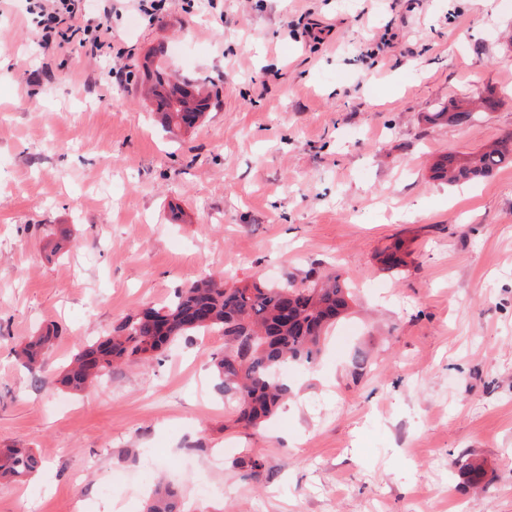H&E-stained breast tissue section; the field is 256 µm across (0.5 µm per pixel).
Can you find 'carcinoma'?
I'll return each mask as SVG.
<instances>
[{"instance_id": "1", "label": "carcinoma", "mask_w": 512, "mask_h": 512, "mask_svg": "<svg viewBox=\"0 0 512 512\" xmlns=\"http://www.w3.org/2000/svg\"><path fill=\"white\" fill-rule=\"evenodd\" d=\"M151 94L160 122L169 132L193 128L211 105L204 88L188 80L166 79L160 72ZM478 117L467 102L455 100L445 111L427 113L424 120L463 125ZM509 164L511 134L481 150L443 154L434 160L430 171L432 178L453 186L483 178ZM382 263L392 270L403 266L401 245L387 248ZM352 303V288L335 269L300 283L278 285L254 281L230 286L223 276L209 274L187 288L176 289L166 303L126 315L105 339L81 345L70 368L55 383L83 391L118 363L148 361L182 338L217 331L224 336V350L211 358L217 388L234 413L235 423L258 429L290 395L288 383L277 376V369L289 362L315 364L329 329ZM59 338V328L48 324L22 343L19 356L31 372L42 368ZM38 465L28 448H0L1 479L22 481ZM146 512H183L178 491L170 485L160 487Z\"/></svg>"}]
</instances>
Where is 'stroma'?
Masks as SVG:
<instances>
[{
	"label": "stroma",
	"instance_id": "1",
	"mask_svg": "<svg viewBox=\"0 0 512 512\" xmlns=\"http://www.w3.org/2000/svg\"><path fill=\"white\" fill-rule=\"evenodd\" d=\"M511 34L512 0H167L159 21L113 18L104 59L40 47L24 0H0V448L42 461L0 480V512H142L161 483L187 512H512V165L430 177L512 133ZM149 53L212 96L179 136L143 96ZM463 95L498 107L425 122ZM331 266L355 302L314 366L283 367L261 430L215 387L217 332L79 393L56 382L79 344L204 275ZM48 322L36 376L17 353Z\"/></svg>",
	"mask_w": 512,
	"mask_h": 512
}]
</instances>
